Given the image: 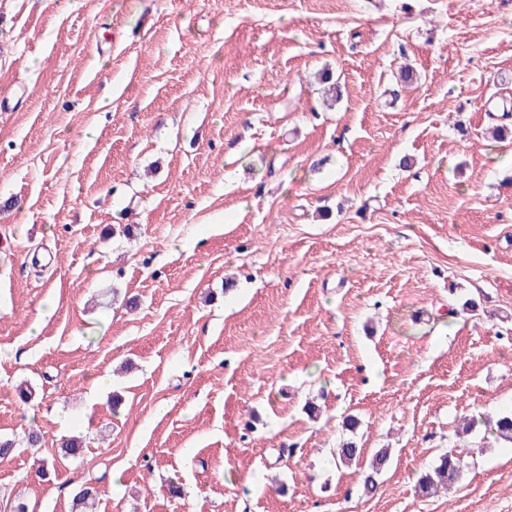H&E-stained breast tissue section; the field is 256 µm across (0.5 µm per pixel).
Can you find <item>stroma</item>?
<instances>
[{
    "instance_id": "obj_1",
    "label": "stroma",
    "mask_w": 512,
    "mask_h": 512,
    "mask_svg": "<svg viewBox=\"0 0 512 512\" xmlns=\"http://www.w3.org/2000/svg\"><path fill=\"white\" fill-rule=\"evenodd\" d=\"M509 101L512 0H0V512H512ZM464 458L460 453L450 450L444 453L439 463L431 472L425 473L418 480V487L424 496H435L440 490H448V488L458 479Z\"/></svg>"
}]
</instances>
